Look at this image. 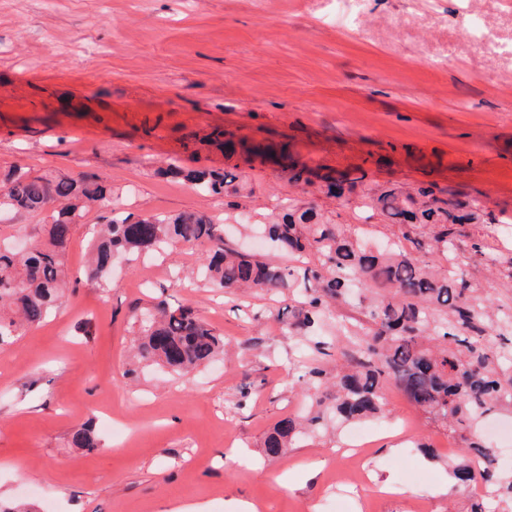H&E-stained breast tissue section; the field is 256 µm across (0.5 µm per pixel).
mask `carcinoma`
<instances>
[{
	"label": "carcinoma",
	"mask_w": 512,
	"mask_h": 512,
	"mask_svg": "<svg viewBox=\"0 0 512 512\" xmlns=\"http://www.w3.org/2000/svg\"><path fill=\"white\" fill-rule=\"evenodd\" d=\"M166 173L213 194L238 192L236 177L204 170L184 172L176 164ZM0 213L52 211L25 252L0 249V345L11 342L23 325L42 322L60 307L72 282L63 254L77 219L87 204L112 208V188L77 180L47 181L15 169L5 179ZM326 193L338 198L358 195V179L325 180ZM368 218L410 226L424 238L429 261L409 252L406 231L375 252L366 249L361 232L318 220L314 208L289 209L265 225L270 240L292 257L283 267L224 246V225L200 214L174 217L130 213L101 226L87 269L90 282L102 281L118 255L158 251L171 243L204 245V272L224 289L253 288L298 297L288 307L294 336H309L331 305L346 302L350 288L365 291L356 329L336 326V335L356 338V348L336 346L339 357L328 370L313 367L305 383L316 395L332 396L336 419L371 417L381 410V389L392 381L409 401L441 421L462 442L460 454L448 460L452 490L470 500L469 512H486L484 500L512 509V475L497 451L480 436L488 417L512 410V313L484 296L469 268L483 264L496 241L498 220L476 200H461L434 187L411 191L378 185L364 195ZM495 277L512 287V252L495 259ZM144 336L139 355L188 375L224 349V339L185 306L160 304L141 320ZM500 341L488 347V338ZM318 412L302 421L281 419L268 434L267 455L278 456L305 429L322 426ZM78 448L95 446L88 426L71 438ZM483 489L480 495L475 489Z\"/></svg>",
	"instance_id": "carcinoma-1"
}]
</instances>
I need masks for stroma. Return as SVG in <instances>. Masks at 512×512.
Segmentation results:
<instances>
[{"mask_svg": "<svg viewBox=\"0 0 512 512\" xmlns=\"http://www.w3.org/2000/svg\"><path fill=\"white\" fill-rule=\"evenodd\" d=\"M243 138L226 156L225 133ZM313 170L295 186L260 151ZM231 170L214 196L162 174L169 162ZM84 177L112 188L89 208L65 260L78 286L0 347V502L39 512H162L172 498L208 512H467L444 463L460 443L387 384L365 483L336 481L342 438L319 431L263 453L281 419L316 407L288 363L332 367L299 348L287 296L228 293L200 274L203 247L117 260L86 279L94 225L113 211L195 212L261 224L286 198L356 226L355 202L321 193L346 172L362 189L434 184L512 217V9L503 0H0V173ZM191 307L224 352L192 376L133 354L158 303ZM91 426L94 448L73 431ZM430 444L436 458L416 442ZM314 468L313 479L303 472ZM408 487L378 496L377 487Z\"/></svg>", "mask_w": 512, "mask_h": 512, "instance_id": "obj_1", "label": "stroma"}]
</instances>
